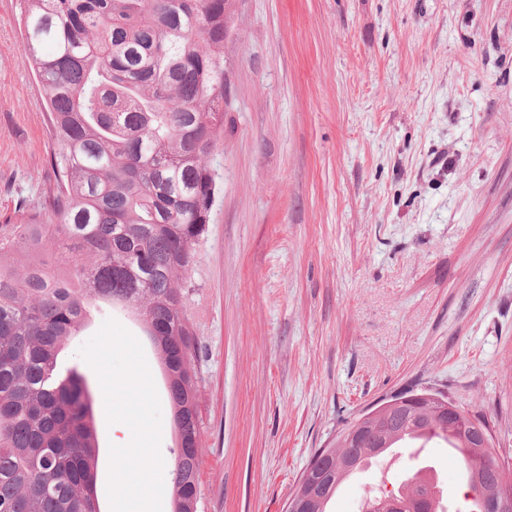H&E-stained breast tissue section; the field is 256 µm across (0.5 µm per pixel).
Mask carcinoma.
<instances>
[{
	"mask_svg": "<svg viewBox=\"0 0 512 512\" xmlns=\"http://www.w3.org/2000/svg\"><path fill=\"white\" fill-rule=\"evenodd\" d=\"M233 0H21L24 49L45 92L56 188L0 225V512H100L93 397L59 355L101 301L134 310L168 373L178 434L174 512H197L198 384L183 280L210 221L207 165L224 131V42ZM341 431L303 473L306 512H326L363 458L428 431L467 474L464 512L504 477L473 414L408 390ZM404 512H435L421 475L393 487Z\"/></svg>",
	"mask_w": 512,
	"mask_h": 512,
	"instance_id": "cac0c4a2",
	"label": "carcinoma"
}]
</instances>
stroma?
Listing matches in <instances>:
<instances>
[{
    "mask_svg": "<svg viewBox=\"0 0 512 512\" xmlns=\"http://www.w3.org/2000/svg\"><path fill=\"white\" fill-rule=\"evenodd\" d=\"M218 188L184 307L195 340L198 512H285L316 449L408 388L483 416L512 476V0H235L224 45ZM0 0V224L45 214L53 148ZM91 386L101 512H173L177 447L161 356L126 308L92 312L64 352ZM149 423L154 467L114 428ZM449 505L466 480L431 448ZM402 456L327 512L407 484Z\"/></svg>",
    "mask_w": 512,
    "mask_h": 512,
    "instance_id": "obj_1",
    "label": "stroma"
}]
</instances>
